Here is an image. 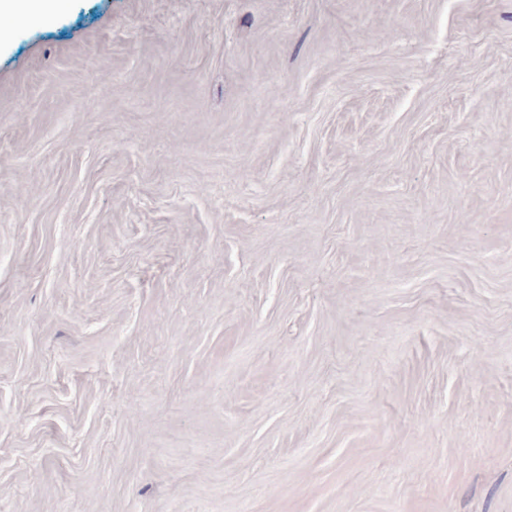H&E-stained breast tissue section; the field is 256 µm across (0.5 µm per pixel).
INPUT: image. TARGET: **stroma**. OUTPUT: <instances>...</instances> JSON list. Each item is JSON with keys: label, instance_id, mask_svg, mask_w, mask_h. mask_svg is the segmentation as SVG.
I'll return each mask as SVG.
<instances>
[{"label": "stroma", "instance_id": "obj_1", "mask_svg": "<svg viewBox=\"0 0 512 512\" xmlns=\"http://www.w3.org/2000/svg\"><path fill=\"white\" fill-rule=\"evenodd\" d=\"M0 512H512V0L17 24Z\"/></svg>", "mask_w": 512, "mask_h": 512}]
</instances>
